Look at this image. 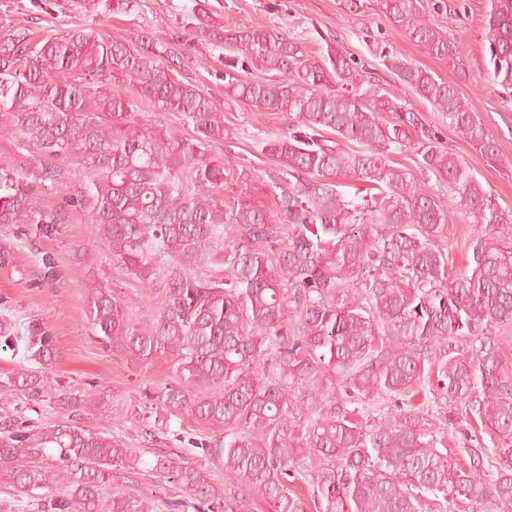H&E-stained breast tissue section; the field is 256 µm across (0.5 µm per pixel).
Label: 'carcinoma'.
I'll use <instances>...</instances> for the list:
<instances>
[{
  "label": "carcinoma",
  "instance_id": "obj_1",
  "mask_svg": "<svg viewBox=\"0 0 512 512\" xmlns=\"http://www.w3.org/2000/svg\"><path fill=\"white\" fill-rule=\"evenodd\" d=\"M391 27L433 56L452 58L455 44L426 17V0H376ZM488 78L512 86V0H487ZM191 32L224 52L228 98L257 110L284 112L286 129L258 139L276 162L268 173L274 207L244 203L230 212L216 191L224 164L208 157L224 139V113L198 87L175 75L173 51L145 35L135 48L89 29L29 46L16 30L0 44V112L14 118L12 133L50 158H71L89 169L77 206L101 227L110 256L149 280L166 267L155 310L131 317L106 291L94 293L87 314L105 340L146 359L173 357L180 380L162 400L217 428L191 446L224 466V481L243 482L273 512H305L283 479L313 454L310 485L322 512H419L408 486L448 490L512 512V469L487 473L483 452L451 463L437 448L434 425L422 411L400 408L367 429L334 401L331 375L348 374V397L404 394L433 363L434 380L450 399L478 392L477 413L512 440V379L491 345L493 330L512 325V248L496 236L512 224L457 154L441 145L414 112L405 110L364 74L340 35L310 55L305 39L288 32L211 23L190 12ZM362 41L386 69L436 111L448 116L470 145L498 155L495 140L455 87L399 57L384 33ZM246 73L241 78L239 74ZM65 75L64 83L54 77ZM133 81L138 97L102 90L108 78ZM177 112L195 137L120 130L141 102ZM107 113L111 122L104 121ZM383 112L395 115L385 123ZM419 129L422 141L409 132ZM421 167L438 175L473 224L482 225L456 271L436 243L446 221L435 200L410 173L387 164L409 147ZM350 174L369 188L341 190ZM62 176L52 163L22 159L0 168V227L29 224L48 236L61 216L38 209L33 193ZM228 266L207 280L202 264ZM367 306L329 302L361 275ZM407 283L404 292L400 283ZM293 316V323L285 318ZM384 339L376 342V336ZM455 336L481 342L475 355L434 361L431 350ZM42 366L57 356L40 324L0 318V345ZM298 407L307 427L294 437L289 414ZM141 458L102 431L68 421L0 428V484L23 495L42 492L41 512H156L155 501L131 492L107 493L140 469ZM150 470L175 475L198 509L215 512L224 487L191 464L158 457ZM65 487L61 497L53 489Z\"/></svg>",
  "mask_w": 512,
  "mask_h": 512
}]
</instances>
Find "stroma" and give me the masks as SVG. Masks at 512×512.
<instances>
[{"instance_id":"stroma-1","label":"stroma","mask_w":512,"mask_h":512,"mask_svg":"<svg viewBox=\"0 0 512 512\" xmlns=\"http://www.w3.org/2000/svg\"><path fill=\"white\" fill-rule=\"evenodd\" d=\"M445 2L455 9V17L439 13L433 20L455 43L459 51L455 59L430 56L405 33L390 28L375 0H365L364 7L353 13L343 12L338 0H206L205 7L225 28L247 25L285 30L306 38L314 53L321 51L323 35L342 34L348 50L360 58L364 73L379 81L406 109L416 112L425 127L436 130L442 145L466 161L494 202L512 211V87L487 75L486 0ZM192 5L193 0H133L132 8L114 6L94 14L85 0H0V42L24 28L37 41L89 25L102 37L120 35L133 46L143 33H152L159 47L178 53V78L198 86L224 113L229 134L212 145L209 154L230 162L219 192L225 208L239 201L272 206L266 178L276 164L261 151L258 138L281 132L288 118L282 112L253 110L228 100L223 55L188 34L186 12ZM365 28L388 31L394 52L403 60L456 87L494 137L499 160L487 159L473 149L449 127L445 115L370 54L359 37ZM132 126L172 138L193 136L191 127L175 112L145 108L135 113ZM391 161L393 167L409 171L418 187L445 211L447 220L437 243L445 248L455 268H465L468 244L478 225L467 223L447 185L420 167L414 149L392 155ZM56 164L63 171L62 178L40 187L35 200L40 208L61 212L64 221L57 233L48 237L19 235L14 243L13 269L0 270V314L20 325L39 322L47 326L56 340L58 356L45 366L43 380L33 392L8 384L25 365L22 354L0 351V423L21 416L38 425L69 419L112 434L144 462L141 470L131 474L129 489L153 498L158 512H175L174 503L189 501L188 491L176 479L159 478L148 464L155 457L166 456L204 468L216 483L223 484V467L211 464L201 449L190 445L191 440L208 436L210 428L163 404L164 389L175 385L180 375L174 358L146 361L115 348L96 335L86 315L89 295L98 286L107 287L133 314H146L160 299L164 278L157 275L149 281L139 280L121 262L112 260L98 225L68 205L84 185V169L70 159H57ZM45 255L58 265L57 280L42 282L36 277ZM400 406L428 413L439 430L441 452L455 463L466 465L467 449L478 448L486 456L489 472L512 466V453L505 452L503 439L482 424L474 403L446 401L426 381L402 396L381 394L363 399L358 419L369 424Z\"/></svg>"}]
</instances>
